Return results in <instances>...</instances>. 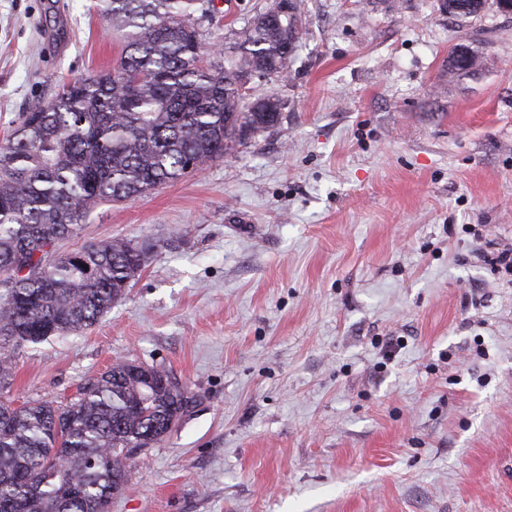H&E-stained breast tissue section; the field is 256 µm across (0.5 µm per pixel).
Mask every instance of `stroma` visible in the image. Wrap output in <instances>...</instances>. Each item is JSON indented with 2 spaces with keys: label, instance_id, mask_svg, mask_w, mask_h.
<instances>
[{
  "label": "stroma",
  "instance_id": "obj_1",
  "mask_svg": "<svg viewBox=\"0 0 512 512\" xmlns=\"http://www.w3.org/2000/svg\"><path fill=\"white\" fill-rule=\"evenodd\" d=\"M273 0H215L221 69ZM93 0H0V143L60 81L111 70ZM279 123L60 253L154 250L89 330L24 348L16 402L115 359L171 369L193 412L137 452L111 512H512V13L299 0ZM465 45L479 69L449 76Z\"/></svg>",
  "mask_w": 512,
  "mask_h": 512
}]
</instances>
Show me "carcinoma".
Segmentation results:
<instances>
[{
	"label": "carcinoma",
	"instance_id": "1",
	"mask_svg": "<svg viewBox=\"0 0 512 512\" xmlns=\"http://www.w3.org/2000/svg\"><path fill=\"white\" fill-rule=\"evenodd\" d=\"M121 37L117 65L63 81L31 102L0 146V273L28 272L0 298V512H110L129 489L133 454L161 441L194 408L196 395L171 370L119 359L65 402L1 398L19 351L94 326L125 295L151 247L126 239L92 244L81 263L47 248L80 230L92 209L133 201L230 156L275 127L270 95L246 101L241 78L282 74L299 16L250 23L237 60L222 70L198 19L210 0H100ZM465 50L448 72L477 67Z\"/></svg>",
	"mask_w": 512,
	"mask_h": 512
}]
</instances>
